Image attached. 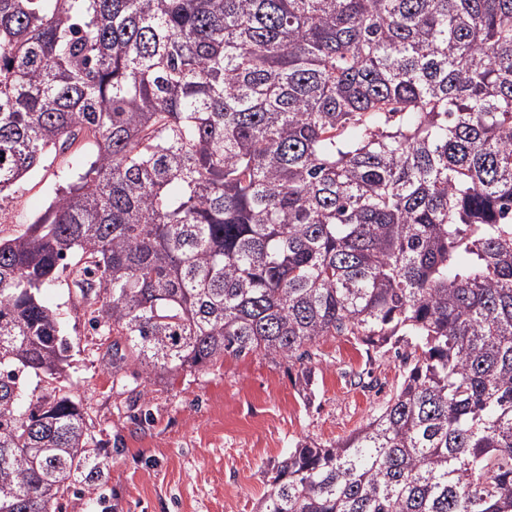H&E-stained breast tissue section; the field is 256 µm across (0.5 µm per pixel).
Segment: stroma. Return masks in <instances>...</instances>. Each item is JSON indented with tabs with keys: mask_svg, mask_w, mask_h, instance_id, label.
I'll list each match as a JSON object with an SVG mask.
<instances>
[{
	"mask_svg": "<svg viewBox=\"0 0 512 512\" xmlns=\"http://www.w3.org/2000/svg\"><path fill=\"white\" fill-rule=\"evenodd\" d=\"M55 184L53 168L44 167L1 202L0 237L22 232ZM45 299L74 343L72 391L112 454L105 489L112 512H255L268 469L299 439L329 445L345 438L401 381L393 353L326 336L307 368L249 355L140 385L130 367L116 382L65 280ZM360 372L371 373L375 390L354 384Z\"/></svg>",
	"mask_w": 512,
	"mask_h": 512,
	"instance_id": "stroma-1",
	"label": "stroma"
}]
</instances>
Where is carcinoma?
Instances as JSON below:
<instances>
[{
  "label": "carcinoma",
  "mask_w": 512,
  "mask_h": 512,
  "mask_svg": "<svg viewBox=\"0 0 512 512\" xmlns=\"http://www.w3.org/2000/svg\"><path fill=\"white\" fill-rule=\"evenodd\" d=\"M67 153L0 238V512L103 489L62 275L146 382L394 352L257 512H512V0H0V202Z\"/></svg>",
  "instance_id": "1"
}]
</instances>
